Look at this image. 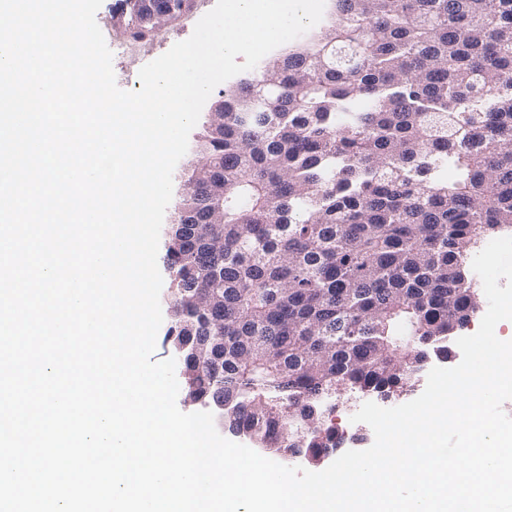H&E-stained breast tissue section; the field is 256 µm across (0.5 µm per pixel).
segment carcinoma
Wrapping results in <instances>:
<instances>
[{"label": "carcinoma", "instance_id": "cac0c4a2", "mask_svg": "<svg viewBox=\"0 0 512 512\" xmlns=\"http://www.w3.org/2000/svg\"><path fill=\"white\" fill-rule=\"evenodd\" d=\"M197 0H114L142 42ZM221 89L164 240L188 401L283 455L329 400L408 390L471 322L465 267L512 230V0H335ZM451 167L456 179L440 178Z\"/></svg>", "mask_w": 512, "mask_h": 512}]
</instances>
